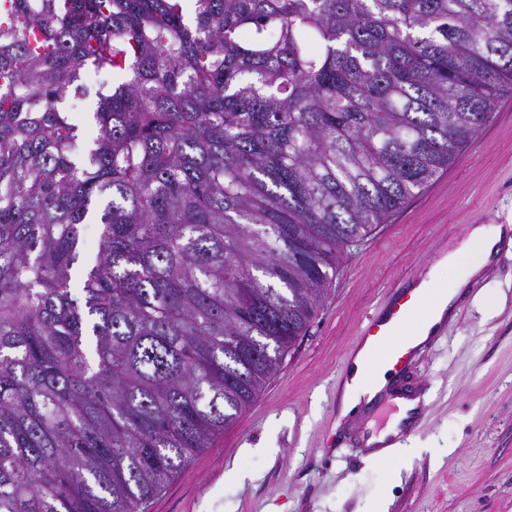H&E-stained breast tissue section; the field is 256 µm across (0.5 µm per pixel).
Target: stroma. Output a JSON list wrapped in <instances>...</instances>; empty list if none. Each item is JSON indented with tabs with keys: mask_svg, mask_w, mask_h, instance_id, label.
<instances>
[{
	"mask_svg": "<svg viewBox=\"0 0 512 512\" xmlns=\"http://www.w3.org/2000/svg\"><path fill=\"white\" fill-rule=\"evenodd\" d=\"M512 221V94L424 190L345 248L305 336L258 398L152 498L144 512H512V250L457 300L415 378L428 410L421 456L368 460L341 416L358 331L389 292L429 273L470 226Z\"/></svg>",
	"mask_w": 512,
	"mask_h": 512,
	"instance_id": "35a3bbf8",
	"label": "stroma"
}]
</instances>
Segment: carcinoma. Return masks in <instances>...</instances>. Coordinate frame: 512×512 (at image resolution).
I'll use <instances>...</instances> for the list:
<instances>
[{
  "label": "carcinoma",
  "mask_w": 512,
  "mask_h": 512,
  "mask_svg": "<svg viewBox=\"0 0 512 512\" xmlns=\"http://www.w3.org/2000/svg\"><path fill=\"white\" fill-rule=\"evenodd\" d=\"M511 93L512 0H0V512H142ZM94 73L93 71L86 72L81 76V83H84L89 89V95L87 97H83L80 101L76 100H68L67 101V110L68 112H78L75 113V117L79 119V124L81 126V130L83 133H86L88 130L87 126V116L88 112L92 110L95 105V91L99 88V84L105 83L108 85H112V75L106 73H96V77L91 78L88 82H85V76L87 74Z\"/></svg>",
  "instance_id": "1"
}]
</instances>
